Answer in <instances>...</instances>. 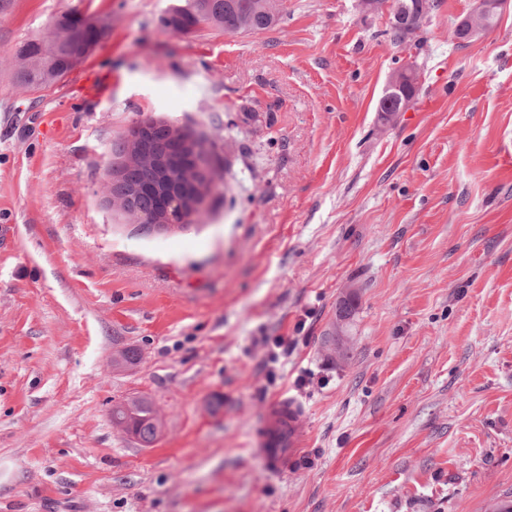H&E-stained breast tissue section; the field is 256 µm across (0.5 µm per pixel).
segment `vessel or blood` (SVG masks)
Here are the masks:
<instances>
[{"instance_id": "b4317fda", "label": "vessel or blood", "mask_w": 512, "mask_h": 512, "mask_svg": "<svg viewBox=\"0 0 512 512\" xmlns=\"http://www.w3.org/2000/svg\"><path fill=\"white\" fill-rule=\"evenodd\" d=\"M301 408L290 398L276 399L269 407L257 438L258 451L267 470L281 474L288 470V452L300 437Z\"/></svg>"}]
</instances>
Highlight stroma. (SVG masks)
<instances>
[{
    "instance_id": "1",
    "label": "stroma",
    "mask_w": 512,
    "mask_h": 512,
    "mask_svg": "<svg viewBox=\"0 0 512 512\" xmlns=\"http://www.w3.org/2000/svg\"><path fill=\"white\" fill-rule=\"evenodd\" d=\"M176 2L0 0V512L512 497V4L460 40L476 0H440L396 44L389 0H277L269 29L187 34L158 23ZM66 13L103 37L56 84L18 85L15 49ZM409 65L417 91L382 119ZM144 118L218 172L188 226L146 231L112 201V144ZM142 396L149 448L112 422ZM281 396L303 440L276 476L254 441ZM400 73H402L405 77L413 80V82L415 84L420 79L419 73L412 66H409L405 69L400 70ZM400 73H396L391 77L388 85L386 86V88L384 90L382 100L385 98H388L389 96H391L393 94L400 93L399 92L400 86L402 83H405V80ZM400 106H401V104L396 99L383 100L380 102V107H379L378 112H381V117L383 119H388L393 114V112H398V110L400 109Z\"/></svg>"
}]
</instances>
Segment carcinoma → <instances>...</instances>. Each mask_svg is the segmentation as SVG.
<instances>
[{
  "label": "carcinoma",
  "mask_w": 512,
  "mask_h": 512,
  "mask_svg": "<svg viewBox=\"0 0 512 512\" xmlns=\"http://www.w3.org/2000/svg\"><path fill=\"white\" fill-rule=\"evenodd\" d=\"M270 0H181L167 15L161 17L163 27L177 33L190 32L201 25L222 29L227 33L261 31L278 21L277 14L267 8ZM33 46L28 53H15L17 82L37 90L51 86L69 73L63 67L70 46L58 37L25 41ZM204 153L200 140L179 129L158 125L146 146L151 163H122L115 170L112 195L123 201V210L136 218L154 215V197L144 191L147 186L157 192L175 189L186 174L200 181L206 177L190 165L194 153ZM112 422L132 426L136 439L144 446L153 444L160 431V422L152 401L134 398L112 405Z\"/></svg>",
  "instance_id": "cac0c4a2"
}]
</instances>
